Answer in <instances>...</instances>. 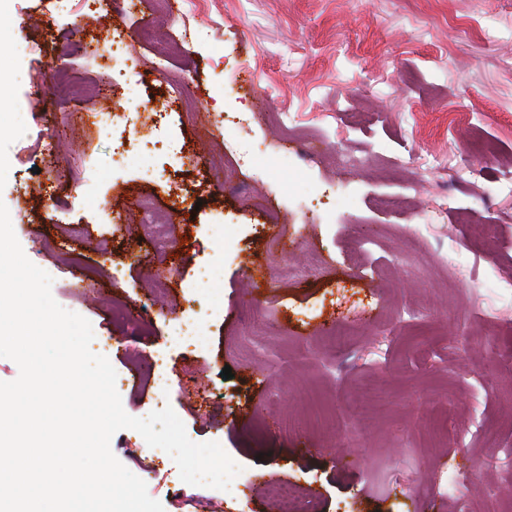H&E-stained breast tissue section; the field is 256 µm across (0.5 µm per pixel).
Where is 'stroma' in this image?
Masks as SVG:
<instances>
[{"label": "stroma", "instance_id": "stroma-1", "mask_svg": "<svg viewBox=\"0 0 512 512\" xmlns=\"http://www.w3.org/2000/svg\"><path fill=\"white\" fill-rule=\"evenodd\" d=\"M135 3L108 25L139 86L113 73L108 42L72 51L76 25L98 26L87 0H0V202L26 257L57 269L56 302L91 322L126 413L169 403L248 483L186 484L131 429L113 454L164 512H273L274 484L315 512H503L512 0H205L190 41L179 9ZM244 62L255 75L232 80ZM57 67L78 103L38 104L31 80ZM121 106L113 129L87 120ZM225 111L254 119L223 135ZM44 148L53 165L33 173ZM143 197L172 226L161 266ZM474 224L497 233L473 243ZM114 300L136 321L112 317ZM195 314L199 336L175 341L176 318ZM160 374L176 382L164 394Z\"/></svg>", "mask_w": 512, "mask_h": 512}]
</instances>
